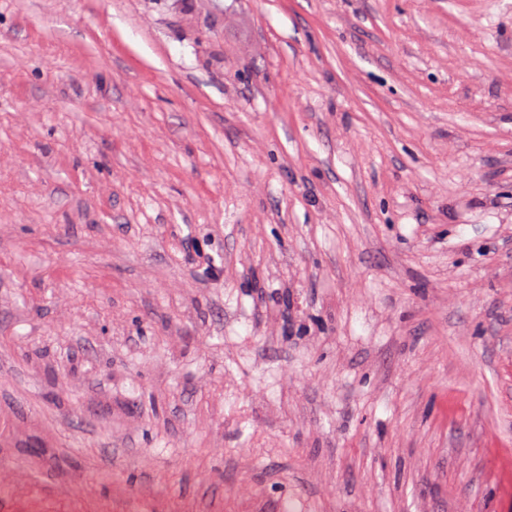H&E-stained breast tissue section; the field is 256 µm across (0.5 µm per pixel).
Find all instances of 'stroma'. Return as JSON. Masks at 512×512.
<instances>
[{"mask_svg": "<svg viewBox=\"0 0 512 512\" xmlns=\"http://www.w3.org/2000/svg\"><path fill=\"white\" fill-rule=\"evenodd\" d=\"M0 512H512V0H0Z\"/></svg>", "mask_w": 512, "mask_h": 512, "instance_id": "35a3bbf8", "label": "stroma"}]
</instances>
